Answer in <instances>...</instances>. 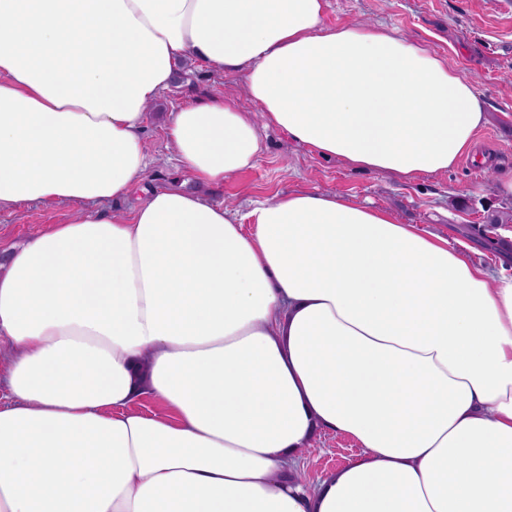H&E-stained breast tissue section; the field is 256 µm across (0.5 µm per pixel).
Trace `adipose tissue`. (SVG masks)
<instances>
[{
	"label": "adipose tissue",
	"mask_w": 512,
	"mask_h": 512,
	"mask_svg": "<svg viewBox=\"0 0 512 512\" xmlns=\"http://www.w3.org/2000/svg\"><path fill=\"white\" fill-rule=\"evenodd\" d=\"M325 7L0 0V213L90 206L0 270V512H512V277L329 193L250 232L178 186L104 208L144 183L145 111L184 60L243 73L264 119L173 112L206 184L253 168L265 126L409 181L472 153L468 81ZM320 429L358 453L289 482Z\"/></svg>",
	"instance_id": "ef3b65f1"
}]
</instances>
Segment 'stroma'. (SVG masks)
Here are the masks:
<instances>
[{"mask_svg": "<svg viewBox=\"0 0 512 512\" xmlns=\"http://www.w3.org/2000/svg\"><path fill=\"white\" fill-rule=\"evenodd\" d=\"M324 22L384 26L446 59L471 82L488 112L472 154L446 172L407 182L316 155L270 127L262 132L255 167L220 186L203 184L180 162L168 138L171 112L211 97L234 100L247 110L252 104L240 74H218L190 62L145 114L146 183L110 202V210L129 212L149 191L171 185L230 204L242 216L288 192L331 193L387 210L398 222L443 237L469 259L511 277L512 253L502 254L499 246L512 235V223L494 224L490 218L512 204L496 187L500 170L512 169V0H328ZM77 211L74 205L29 202L0 213V251L25 243L45 225L62 223ZM311 445L318 455L300 456L298 469L312 481L358 451L352 440L326 429L317 431Z\"/></svg>", "mask_w": 512, "mask_h": 512, "instance_id": "obj_1", "label": "stroma"}]
</instances>
